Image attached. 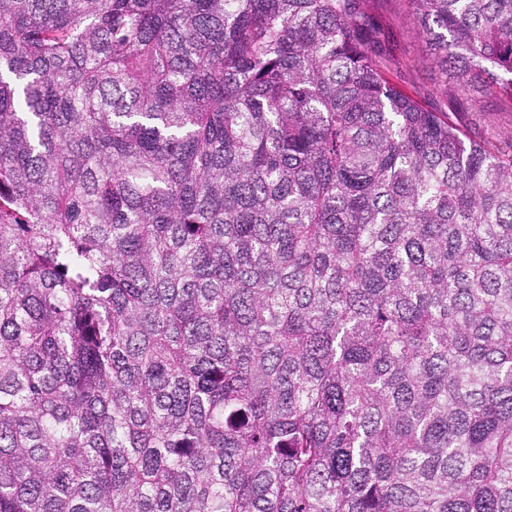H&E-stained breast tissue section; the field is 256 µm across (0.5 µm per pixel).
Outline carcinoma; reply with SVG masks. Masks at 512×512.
Here are the masks:
<instances>
[{
	"mask_svg": "<svg viewBox=\"0 0 512 512\" xmlns=\"http://www.w3.org/2000/svg\"><path fill=\"white\" fill-rule=\"evenodd\" d=\"M512 94V0H410ZM372 0H0V512H512V139ZM376 15L389 37L397 65L390 80L421 100L433 112H451V102L442 85V74L434 62L409 0H381Z\"/></svg>",
	"mask_w": 512,
	"mask_h": 512,
	"instance_id": "obj_1",
	"label": "carcinoma"
}]
</instances>
